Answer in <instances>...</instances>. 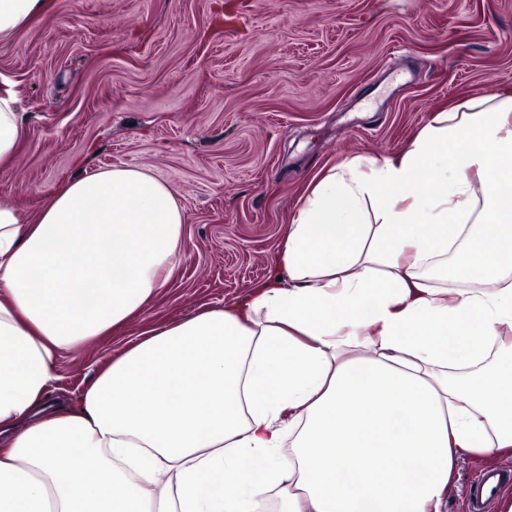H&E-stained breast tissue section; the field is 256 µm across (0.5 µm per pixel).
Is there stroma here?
Masks as SVG:
<instances>
[{
	"label": "stroma",
	"mask_w": 512,
	"mask_h": 512,
	"mask_svg": "<svg viewBox=\"0 0 512 512\" xmlns=\"http://www.w3.org/2000/svg\"><path fill=\"white\" fill-rule=\"evenodd\" d=\"M26 118L0 200L35 216L73 175L118 163L170 183L185 250L165 291L58 366L75 402L147 330L264 280L315 177L404 149L430 117L512 84V0H52L0 41ZM459 454L447 512L481 470Z\"/></svg>",
	"instance_id": "obj_1"
}]
</instances>
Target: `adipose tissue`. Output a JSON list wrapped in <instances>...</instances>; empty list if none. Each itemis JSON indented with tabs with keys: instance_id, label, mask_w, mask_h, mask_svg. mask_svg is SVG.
Here are the masks:
<instances>
[{
	"instance_id": "adipose-tissue-1",
	"label": "adipose tissue",
	"mask_w": 512,
	"mask_h": 512,
	"mask_svg": "<svg viewBox=\"0 0 512 512\" xmlns=\"http://www.w3.org/2000/svg\"><path fill=\"white\" fill-rule=\"evenodd\" d=\"M50 0H0V40ZM24 117L0 94V167ZM173 188L115 164L0 202V512H442L512 457V85L317 179L266 280L53 398L67 351L165 288ZM496 467L512 473V457H502L495 460H480L461 453L458 455L455 464V478L452 488L448 494L447 512H468L464 500L463 491L469 481L481 470ZM496 482L502 483V475L497 470H488L477 479L471 481L465 489V496L468 502L469 512H487L489 498L485 497V487ZM494 503L490 504L488 512H495Z\"/></svg>"
}]
</instances>
